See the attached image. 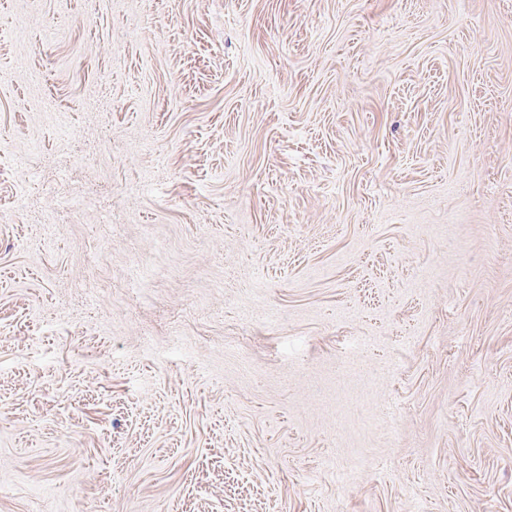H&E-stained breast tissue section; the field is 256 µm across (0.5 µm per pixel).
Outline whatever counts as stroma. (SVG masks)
I'll return each instance as SVG.
<instances>
[{
	"label": "stroma",
	"instance_id": "obj_1",
	"mask_svg": "<svg viewBox=\"0 0 512 512\" xmlns=\"http://www.w3.org/2000/svg\"><path fill=\"white\" fill-rule=\"evenodd\" d=\"M0 512H512V0H0Z\"/></svg>",
	"mask_w": 512,
	"mask_h": 512
}]
</instances>
